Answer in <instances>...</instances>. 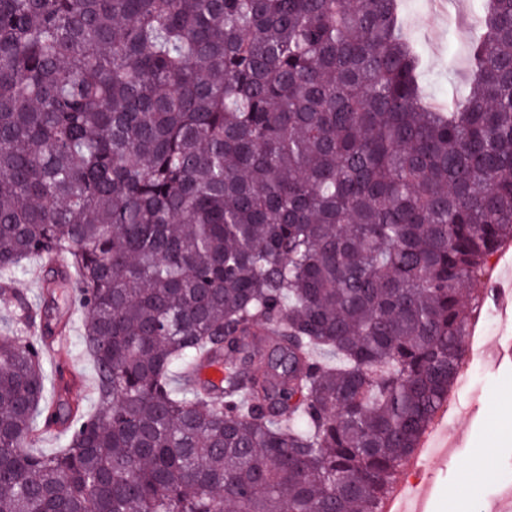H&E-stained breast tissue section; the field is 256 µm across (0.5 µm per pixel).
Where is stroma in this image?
Masks as SVG:
<instances>
[{
  "label": "stroma",
  "instance_id": "1",
  "mask_svg": "<svg viewBox=\"0 0 512 512\" xmlns=\"http://www.w3.org/2000/svg\"><path fill=\"white\" fill-rule=\"evenodd\" d=\"M481 0H451L444 11L433 9L430 0H400L401 29L421 58L419 82L426 101L446 106L452 89H464L472 72L468 54L470 42L479 34ZM51 272L44 259L33 258L17 272H0V329L21 336L38 333L37 323L27 322L14 308L20 296L36 301L41 283ZM512 276V245L504 248L490 270L473 280L467 293L479 299L472 314L473 351L451 388L450 406L428 430L425 439L442 438L447 451L431 456L421 465V477L431 489L423 512H448V500L461 482L463 465L487 460L488 470L465 496L464 512H494L493 505L504 494V477H512V428L501 420L491 402L505 382L512 381V319L504 320L487 298L488 286ZM82 310L73 306L71 328L65 346L52 354L51 363H61L79 374L85 401H92L95 372L81 348ZM494 443L492 457H484L487 443Z\"/></svg>",
  "mask_w": 512,
  "mask_h": 512
}]
</instances>
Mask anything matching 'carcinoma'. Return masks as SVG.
I'll list each match as a JSON object with an SVG mask.
<instances>
[{
  "label": "carcinoma",
  "instance_id": "1",
  "mask_svg": "<svg viewBox=\"0 0 512 512\" xmlns=\"http://www.w3.org/2000/svg\"><path fill=\"white\" fill-rule=\"evenodd\" d=\"M469 56L436 112L398 0H0V271L66 259L96 405L0 335V512H383L512 244V0Z\"/></svg>",
  "mask_w": 512,
  "mask_h": 512
}]
</instances>
